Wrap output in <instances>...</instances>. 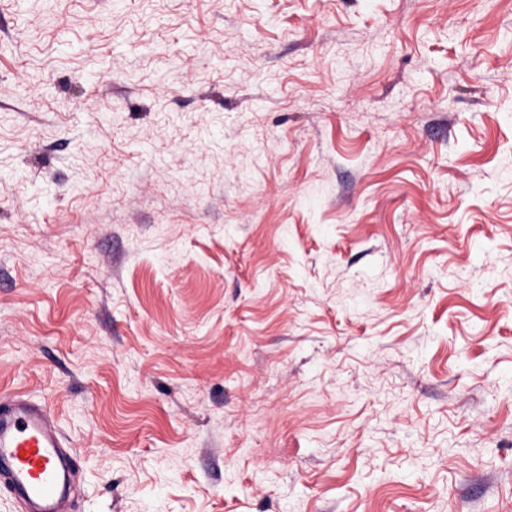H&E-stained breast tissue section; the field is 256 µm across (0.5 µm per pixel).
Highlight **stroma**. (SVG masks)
Segmentation results:
<instances>
[{"instance_id": "1", "label": "stroma", "mask_w": 512, "mask_h": 512, "mask_svg": "<svg viewBox=\"0 0 512 512\" xmlns=\"http://www.w3.org/2000/svg\"><path fill=\"white\" fill-rule=\"evenodd\" d=\"M72 512H512V0H0V394Z\"/></svg>"}]
</instances>
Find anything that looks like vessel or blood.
I'll return each instance as SVG.
<instances>
[{"instance_id":"vessel-or-blood-1","label":"vessel or blood","mask_w":512,"mask_h":512,"mask_svg":"<svg viewBox=\"0 0 512 512\" xmlns=\"http://www.w3.org/2000/svg\"><path fill=\"white\" fill-rule=\"evenodd\" d=\"M73 463L49 409L20 395L0 405V474L25 512H67Z\"/></svg>"}]
</instances>
